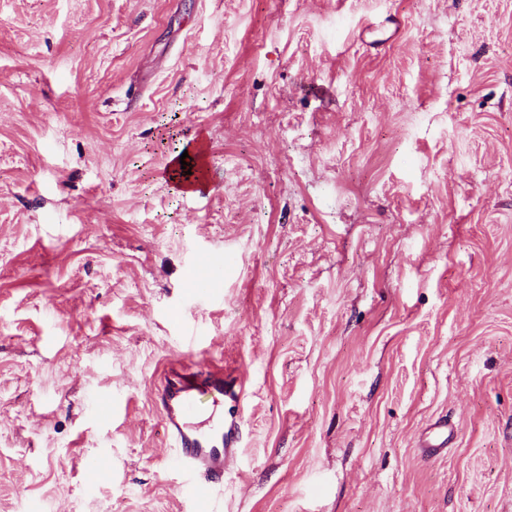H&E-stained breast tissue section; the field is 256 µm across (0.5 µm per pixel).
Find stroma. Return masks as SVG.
Instances as JSON below:
<instances>
[{
	"label": "stroma",
	"instance_id": "1",
	"mask_svg": "<svg viewBox=\"0 0 512 512\" xmlns=\"http://www.w3.org/2000/svg\"><path fill=\"white\" fill-rule=\"evenodd\" d=\"M178 359L224 512H512V0H0V512H189ZM186 151L188 153V157H186L184 159V161L186 162V165H184L185 169H181L180 157L182 155L179 156V154L172 156L170 159V161H171L170 166L168 164V166H169L168 174L170 177V181L173 183L172 187L174 189H176L177 187H179V188L193 187L195 182H197L199 180V176H197V173L198 172L202 173L201 170L197 169V162H196L194 156L192 155V153L189 150H186ZM188 167H190L191 169L195 168V174L192 177L182 178V176H185V171L187 170ZM179 174H181V175H179ZM217 272L218 265L210 258H203L198 261L192 272L194 288L199 291L209 288V283L217 275ZM244 383L223 365L177 361L164 371L155 401L176 453L173 466L181 476L180 489L189 500L190 512H221L219 494L224 471L242 448ZM210 397L213 404L227 402L224 415L206 429L191 420ZM455 438L454 426L448 419H437L431 422L419 441L420 453L424 458L432 459L445 453Z\"/></svg>",
	"mask_w": 512,
	"mask_h": 512
}]
</instances>
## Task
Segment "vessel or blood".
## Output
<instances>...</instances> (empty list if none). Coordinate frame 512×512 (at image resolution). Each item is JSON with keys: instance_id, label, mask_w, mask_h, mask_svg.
<instances>
[{"instance_id": "1", "label": "vessel or blood", "mask_w": 512, "mask_h": 512, "mask_svg": "<svg viewBox=\"0 0 512 512\" xmlns=\"http://www.w3.org/2000/svg\"><path fill=\"white\" fill-rule=\"evenodd\" d=\"M242 379L217 363L201 365L178 361L164 371L155 401L176 453L173 465L181 476L180 488L190 512H221L219 493L224 472L242 446ZM228 403L227 417L212 421L206 429L192 420L203 400ZM455 438L454 426L438 419L425 429L420 453L432 459L445 453Z\"/></svg>"}]
</instances>
